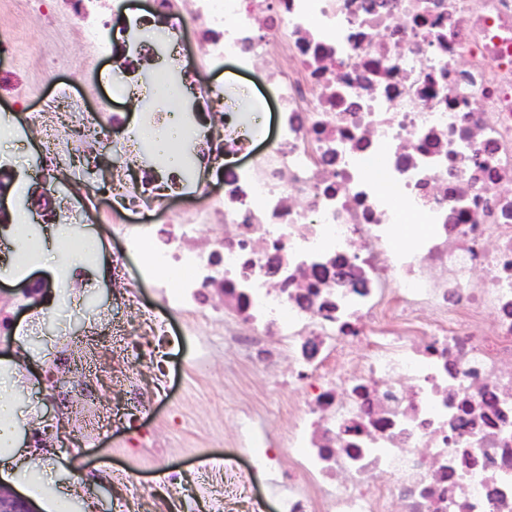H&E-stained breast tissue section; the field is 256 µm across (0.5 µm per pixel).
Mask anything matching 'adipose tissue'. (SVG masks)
<instances>
[{
  "label": "adipose tissue",
  "instance_id": "obj_1",
  "mask_svg": "<svg viewBox=\"0 0 512 512\" xmlns=\"http://www.w3.org/2000/svg\"><path fill=\"white\" fill-rule=\"evenodd\" d=\"M19 262L37 260L53 262L63 268L70 263L74 254H92L98 244L93 240H73L66 234L56 238L53 255L44 251L31 250L26 225L17 230ZM16 372L11 368H0V480L13 484L26 496L36 500L45 512H74V505L67 488L55 485L46 470L37 463L27 460L18 446V434L22 424V415L16 400Z\"/></svg>",
  "mask_w": 512,
  "mask_h": 512
}]
</instances>
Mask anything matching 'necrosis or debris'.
I'll list each match as a JSON object with an SVG mask.
<instances>
[{
	"label": "necrosis or debris",
	"instance_id": "necrosis-or-debris-1",
	"mask_svg": "<svg viewBox=\"0 0 512 512\" xmlns=\"http://www.w3.org/2000/svg\"><path fill=\"white\" fill-rule=\"evenodd\" d=\"M71 31L83 64L112 59V92L141 102L163 70L184 165H153L148 139H113L125 113L59 88L26 115L42 135L45 182L110 178L43 206L47 224L111 225L113 299L130 328L141 281L199 323L235 325L255 367L287 362V448L239 414L224 480L268 475L288 455L278 512H512V0H150L126 40L112 0H24ZM46 76L70 64L0 23V57ZM262 67L277 96L264 149L249 99L208 71ZM224 118L206 121L214 99ZM84 153H77V145ZM213 171L212 194L200 174ZM415 223L407 245L398 232ZM208 226L212 235L200 236ZM151 242L126 276L127 255ZM71 447L111 412L86 386Z\"/></svg>",
	"mask_w": 512,
	"mask_h": 512
}]
</instances>
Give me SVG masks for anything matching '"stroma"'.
I'll return each mask as SVG.
<instances>
[{"label":"stroma","mask_w":512,"mask_h":512,"mask_svg":"<svg viewBox=\"0 0 512 512\" xmlns=\"http://www.w3.org/2000/svg\"><path fill=\"white\" fill-rule=\"evenodd\" d=\"M111 80L112 61L105 58L92 72L66 67L54 82L41 84L40 92L47 95L67 85L86 93L95 107L109 95ZM15 128L17 137L0 139V160L20 163L35 175L39 136L23 121H16ZM78 235L96 240L99 248L87 264V283L70 286L59 309L13 304L23 283L56 281L50 266L30 265L0 279V299L11 304L14 328L0 338V362L20 375L21 447L50 467L57 484L74 487L78 503H92L94 512H156L161 497L170 512H224V454L238 438L229 407L267 415L271 431L280 434L287 426L289 394L275 388L270 373L247 364L222 330L193 327L192 316L169 307L156 289L144 288L140 294L153 311L158 335L126 339L145 355L131 364L130 372L144 397L153 399L152 413L95 438L88 447L60 445L57 428L65 424L68 407L80 406L83 378L77 372L59 376L54 357L70 353L87 328L86 318L111 317L109 253L121 244L108 224L82 225ZM128 475L141 485L138 496L126 491Z\"/></svg>","instance_id":"obj_1"}]
</instances>
